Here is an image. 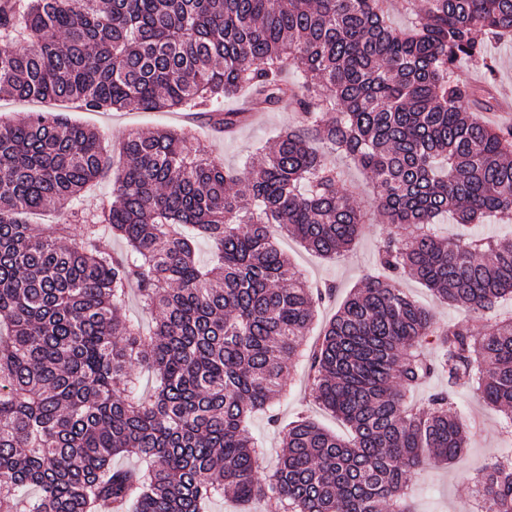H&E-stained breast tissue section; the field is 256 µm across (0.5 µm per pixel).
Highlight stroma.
<instances>
[{"label": "stroma", "mask_w": 512, "mask_h": 512, "mask_svg": "<svg viewBox=\"0 0 512 512\" xmlns=\"http://www.w3.org/2000/svg\"><path fill=\"white\" fill-rule=\"evenodd\" d=\"M486 43L493 61L492 69L463 63L455 70L453 78L475 88L477 103L474 111L478 118L492 125L512 127V114L499 109L503 99L512 98V38L490 36ZM54 110L69 113L72 118L103 133L115 145L131 130L185 129L197 138L203 154L223 162L225 167L236 169L243 167L257 148L300 122L298 108L281 105L254 113L234 135L220 136L202 113L198 114L195 123L188 125L176 111L146 112L129 107L111 112H86L70 103L0 98V118L5 120L16 118L21 112ZM336 162L343 168L356 202L369 212V221L354 249L339 257L324 258L306 251L293 240L281 242L292 264L306 280L318 285L333 283L337 286L335 297L318 311L316 325L320 328L335 315L347 293L370 271L376 245L387 232L383 216L373 208L370 175L350 159L340 156ZM307 373L303 360L290 361L288 391L275 405L280 417L289 421L303 412L338 435H347L346 426L312 403ZM456 402L463 422L470 426L467 448L453 464L429 462L414 475L412 487L417 512H466L471 500L469 477L472 471L504 449L502 418L498 412L486 409L472 389L459 391ZM247 429L252 440L264 450L259 474L261 478H268L282 450V435L261 412L254 414Z\"/></svg>", "instance_id": "obj_1"}]
</instances>
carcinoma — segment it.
Returning a JSON list of instances; mask_svg holds the SVG:
<instances>
[{
  "label": "carcinoma",
  "instance_id": "carcinoma-1",
  "mask_svg": "<svg viewBox=\"0 0 512 512\" xmlns=\"http://www.w3.org/2000/svg\"><path fill=\"white\" fill-rule=\"evenodd\" d=\"M407 4L397 31L389 0H0V93L13 100L211 106L228 131L249 113L226 99L302 111L241 170L199 158L186 132L134 130L99 209L75 205L112 167L97 131L61 112L0 120V512H206L225 496L275 512H412L415 469L466 448L457 389L503 412L512 436V238L467 233L512 217V128L480 121L451 79L462 60L487 64L477 32L512 36V0ZM318 142L370 174L389 230L377 272L308 354L314 400L350 437L288 424L263 482L247 420L279 422L288 360L336 290L311 286L277 235L333 258L364 227ZM51 207L66 219L33 234L26 215ZM405 276L486 325L437 324L396 284ZM132 290L155 320L148 336L126 318ZM143 369L145 396L133 392ZM434 377L448 388L408 405ZM124 455L146 466H114ZM471 483L478 512H512V453Z\"/></svg>",
  "mask_w": 512,
  "mask_h": 512
}]
</instances>
